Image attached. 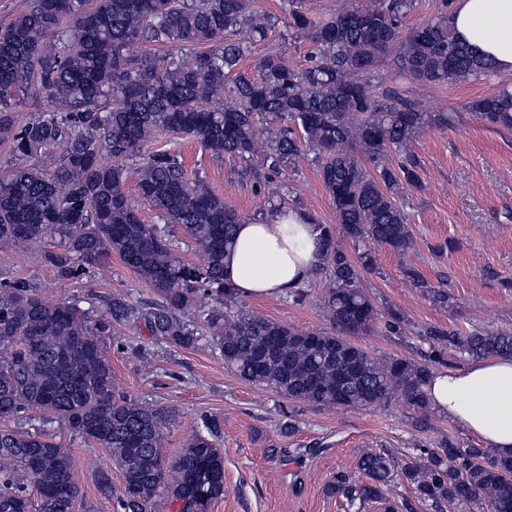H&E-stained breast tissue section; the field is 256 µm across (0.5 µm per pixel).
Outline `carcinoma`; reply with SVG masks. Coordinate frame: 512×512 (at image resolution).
Returning <instances> with one entry per match:
<instances>
[{"label":"carcinoma","instance_id":"carcinoma-1","mask_svg":"<svg viewBox=\"0 0 512 512\" xmlns=\"http://www.w3.org/2000/svg\"><path fill=\"white\" fill-rule=\"evenodd\" d=\"M255 0H23L0 25V140L19 163L0 175V247L59 237L61 252L45 260L62 275L117 256L152 290L144 308L121 300L92 321L79 302H48L20 286L0 292V419L42 414L32 431L0 429V512H76L80 490L71 449L43 426L58 423L85 445L103 448L122 473L121 512H153L167 493L179 512H207L224 495L218 424L207 418L171 462L163 452L173 411L115 392L101 336L106 321L143 322L151 335L180 347L203 334L182 314L199 295L214 297L200 323L224 365L269 387L290 403L345 409L381 406L399 396L420 417L434 360L379 357L353 341L372 332L379 313L361 286L375 265L370 241L404 253L413 246L401 189L421 186L411 143L426 129L446 131L453 112H423L398 95L378 96L367 81L392 53L397 77L412 85L488 78L491 60L458 41L440 15L403 33L414 0H368L313 21L289 12L285 27L308 34V64L282 52L264 55L254 77L239 72L246 52L275 31ZM135 45L157 46V54ZM37 97L21 123L22 98ZM482 125L512 129V90L468 104ZM195 138L216 157L244 163L243 177L280 174L310 151L343 239L320 225L331 287L324 309L331 329L306 332L246 311L224 282V257L242 216L202 181L190 179L180 155L142 153L158 134ZM59 156L47 170L32 162ZM137 174L141 198L163 225L146 224L125 192ZM201 251L198 263L176 255L168 226ZM405 276L438 308L448 289L407 267ZM434 356H512V330L463 334L429 326ZM365 480L338 475L327 492L356 502L386 501L399 477L418 498L438 505L488 506L512 512V458L446 440L427 460L398 468L386 453L360 455Z\"/></svg>","mask_w":512,"mask_h":512}]
</instances>
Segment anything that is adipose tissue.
<instances>
[{
    "label": "adipose tissue",
    "mask_w": 512,
    "mask_h": 512,
    "mask_svg": "<svg viewBox=\"0 0 512 512\" xmlns=\"http://www.w3.org/2000/svg\"><path fill=\"white\" fill-rule=\"evenodd\" d=\"M449 24L461 42L512 75V0H454ZM323 262L316 224L305 211L288 207L239 225L224 278L237 297H275L300 288ZM428 394L435 409L485 447L512 457V357L438 372Z\"/></svg>",
    "instance_id": "ef3b65f1"
}]
</instances>
